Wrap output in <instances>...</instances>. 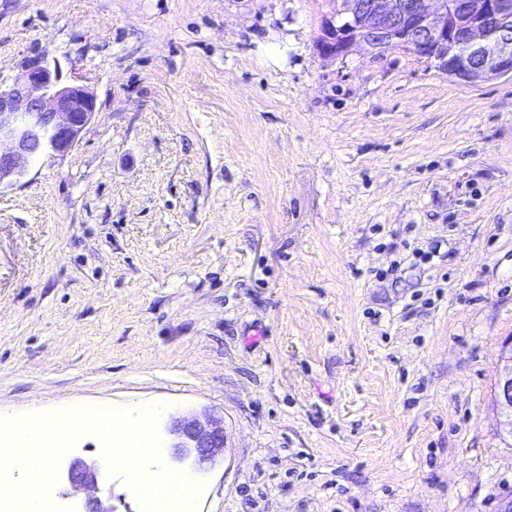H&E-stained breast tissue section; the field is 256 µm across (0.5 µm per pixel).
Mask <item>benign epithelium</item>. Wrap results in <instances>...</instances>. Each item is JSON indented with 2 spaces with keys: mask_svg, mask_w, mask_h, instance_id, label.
Segmentation results:
<instances>
[{
  "mask_svg": "<svg viewBox=\"0 0 512 512\" xmlns=\"http://www.w3.org/2000/svg\"><path fill=\"white\" fill-rule=\"evenodd\" d=\"M319 52L343 58L361 48L376 56L393 46L409 50L469 84L512 77V0H329ZM97 114L86 87L67 77L60 62L37 57L12 84L0 81V190L11 187L46 154L71 152ZM494 389L501 425L512 437V348ZM171 446L177 461L192 459L187 474L224 452V428L212 418L177 422ZM66 481L74 495L96 489L98 465L73 459Z\"/></svg>",
  "mask_w": 512,
  "mask_h": 512,
  "instance_id": "obj_1",
  "label": "benign epithelium"
}]
</instances>
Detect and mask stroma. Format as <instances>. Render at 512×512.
<instances>
[{"label":"stroma","instance_id":"35a3bbf8","mask_svg":"<svg viewBox=\"0 0 512 512\" xmlns=\"http://www.w3.org/2000/svg\"><path fill=\"white\" fill-rule=\"evenodd\" d=\"M328 0H0L98 112L0 193V416L224 421L194 512H500L512 79L316 46ZM100 463L98 489L140 502Z\"/></svg>","mask_w":512,"mask_h":512}]
</instances>
